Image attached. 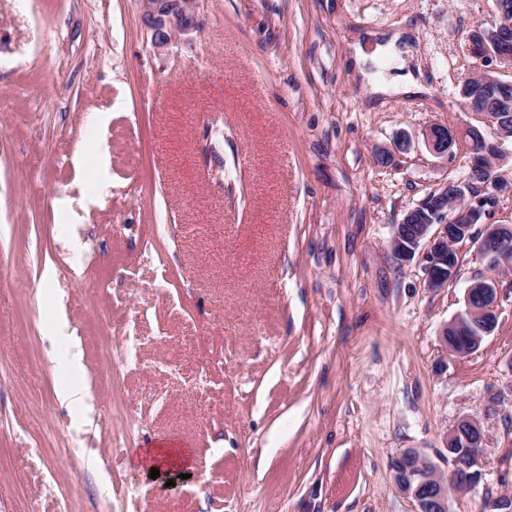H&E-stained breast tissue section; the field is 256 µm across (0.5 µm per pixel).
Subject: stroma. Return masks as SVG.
I'll return each instance as SVG.
<instances>
[{
  "label": "stroma",
  "mask_w": 512,
  "mask_h": 512,
  "mask_svg": "<svg viewBox=\"0 0 512 512\" xmlns=\"http://www.w3.org/2000/svg\"><path fill=\"white\" fill-rule=\"evenodd\" d=\"M197 20L159 54L139 0H0V512H413L391 459L449 475L464 417L486 462L450 512L512 495V288L457 356L439 334L488 259L456 243L432 290L389 248L468 176L466 146L423 132L477 123L459 86L492 0H197ZM397 29L409 57L361 80L351 44ZM405 71L425 93L394 90ZM61 314L87 415L55 395ZM163 441L190 478L137 465ZM67 330H68V323H67L65 317L63 315H60L55 324L53 333L51 334V336H48V339L54 346L57 344V342L59 340H62V339L69 340L70 339L73 344L72 347L74 348L71 353V361H70L71 366L76 371H82L83 365H82L81 350L79 348H77L78 345H77L76 338L74 336H70L67 333Z\"/></svg>",
  "instance_id": "stroma-1"
}]
</instances>
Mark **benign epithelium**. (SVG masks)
Returning a JSON list of instances; mask_svg holds the SVG:
<instances>
[{"label":"benign epithelium","mask_w":512,"mask_h":512,"mask_svg":"<svg viewBox=\"0 0 512 512\" xmlns=\"http://www.w3.org/2000/svg\"><path fill=\"white\" fill-rule=\"evenodd\" d=\"M196 0H141L142 16L151 31V46L158 53L165 52L179 35L197 29ZM496 20L488 27L475 28L469 38V48L477 59L474 76L484 80L486 87L512 83V48L507 44L512 33V10L502 0H494ZM483 118L496 124L497 139L488 140L470 125L463 131L446 124H434L425 131V143L436 156L448 157L461 142L474 138L482 140L483 147L470 149L471 176L467 183L448 182L435 190L429 210V222L409 225L413 211H408L405 224L393 226L390 239L392 257L401 263L421 254L425 284L438 290L448 284L456 273L457 265L452 245L461 239L476 238L477 248L490 259L495 274L473 281L465 292V309L453 322L462 317L481 319L486 333L496 326L497 310L501 298L503 276L501 271L512 269V225L493 222V207L501 196L512 195V179L497 175L507 155L501 140L512 138V129L501 122L497 113H485ZM481 220L483 232L476 236L473 223ZM441 338L448 349L457 355L473 350V342L466 336H450L443 329ZM486 436L479 422L471 418L457 421L448 434V457L452 465L449 480L439 479L437 466L426 461L424 469L413 477L406 467L411 449L402 451L390 462L394 483L400 493L410 498L415 512L423 508L431 512H449V492L466 493L476 488L483 477ZM485 512H512V497L499 495L485 501Z\"/></svg>","instance_id":"7a95c632"}]
</instances>
